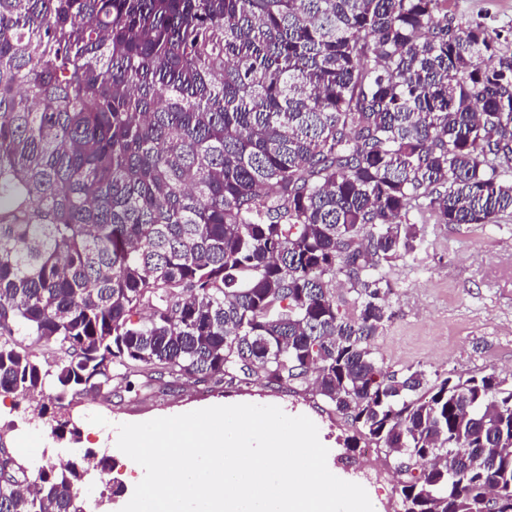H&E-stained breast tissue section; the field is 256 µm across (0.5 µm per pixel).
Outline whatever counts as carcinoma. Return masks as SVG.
Listing matches in <instances>:
<instances>
[{"instance_id":"cac0c4a2","label":"carcinoma","mask_w":512,"mask_h":512,"mask_svg":"<svg viewBox=\"0 0 512 512\" xmlns=\"http://www.w3.org/2000/svg\"><path fill=\"white\" fill-rule=\"evenodd\" d=\"M413 211L512 212V47L448 0H0V397L297 385L415 459L403 512H512V380L371 343ZM2 470L0 512L88 510L75 461Z\"/></svg>"}]
</instances>
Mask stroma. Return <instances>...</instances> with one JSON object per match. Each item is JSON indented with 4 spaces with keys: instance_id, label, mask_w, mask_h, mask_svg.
<instances>
[{
    "instance_id": "35a3bbf8",
    "label": "stroma",
    "mask_w": 512,
    "mask_h": 512,
    "mask_svg": "<svg viewBox=\"0 0 512 512\" xmlns=\"http://www.w3.org/2000/svg\"><path fill=\"white\" fill-rule=\"evenodd\" d=\"M459 22L483 23L491 34L512 40V0H450ZM426 242L419 252L387 267L394 295L393 318L373 341L390 369L407 366L455 375L493 369L512 378V213L490 224H439L419 218ZM225 391L204 385L150 391L140 379L115 389L109 400L76 399L70 408L82 451L112 453V413L133 411L134 422L174 416L224 402ZM51 416L39 415L25 399L0 400V441L20 460L36 451L57 454ZM143 470L132 460L113 468L106 480L89 470L80 488L84 500L98 501L99 512H113L112 492L133 493Z\"/></svg>"
}]
</instances>
